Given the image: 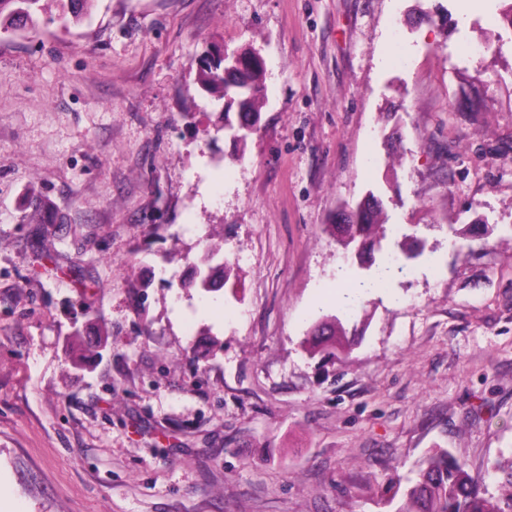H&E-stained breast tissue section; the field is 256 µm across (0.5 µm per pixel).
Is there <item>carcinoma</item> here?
<instances>
[{
  "mask_svg": "<svg viewBox=\"0 0 512 512\" xmlns=\"http://www.w3.org/2000/svg\"><path fill=\"white\" fill-rule=\"evenodd\" d=\"M44 0H0V32L15 30L21 26L34 27L39 14L44 11ZM59 6L58 19L64 23L79 22L93 0H55ZM264 63H255L236 71L231 80H224L220 63L207 65L201 74V82L210 88L221 87L225 109L219 130L229 132L237 141L248 135L247 126L260 121L259 101L263 92ZM237 118L230 117L231 110ZM359 220L349 224H336L338 237L344 248L353 241H365L371 250L380 254L403 250L400 241L381 245L387 238L386 224L382 220L383 205L367 206L361 210ZM344 331L340 319L335 317L321 323V332L312 333L318 343L323 340L341 344ZM502 475L508 492L495 497L481 488L484 478L471 475L458 459L446 450L437 451L419 465L417 480L406 494V504L398 512H512V458L495 463L488 476Z\"/></svg>",
  "mask_w": 512,
  "mask_h": 512,
  "instance_id": "1",
  "label": "carcinoma"
}]
</instances>
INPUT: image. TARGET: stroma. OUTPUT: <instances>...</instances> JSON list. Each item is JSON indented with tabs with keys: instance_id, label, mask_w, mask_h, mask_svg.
I'll return each mask as SVG.
<instances>
[{
	"instance_id": "1",
	"label": "stroma",
	"mask_w": 512,
	"mask_h": 512,
	"mask_svg": "<svg viewBox=\"0 0 512 512\" xmlns=\"http://www.w3.org/2000/svg\"><path fill=\"white\" fill-rule=\"evenodd\" d=\"M511 11L94 0L65 30L48 0L0 33V512H399L439 450L497 493ZM225 49L265 61L243 144L198 80ZM370 191L420 255L343 313L332 224ZM213 241L248 262L183 287Z\"/></svg>"
}]
</instances>
